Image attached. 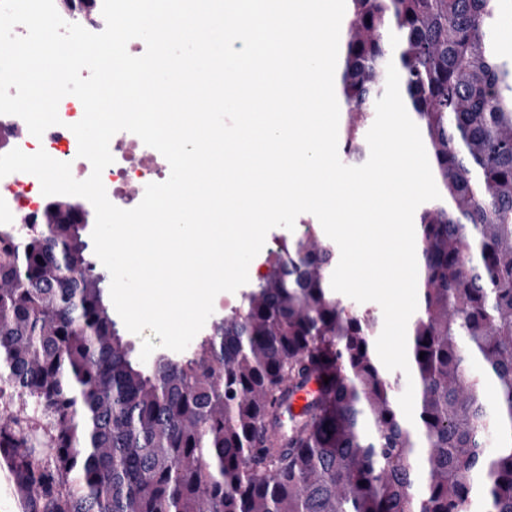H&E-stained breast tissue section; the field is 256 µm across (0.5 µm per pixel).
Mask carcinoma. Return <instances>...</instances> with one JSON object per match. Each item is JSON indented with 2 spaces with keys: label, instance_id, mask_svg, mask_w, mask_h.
<instances>
[{
  "label": "carcinoma",
  "instance_id": "carcinoma-1",
  "mask_svg": "<svg viewBox=\"0 0 512 512\" xmlns=\"http://www.w3.org/2000/svg\"><path fill=\"white\" fill-rule=\"evenodd\" d=\"M501 2L346 0L342 152L363 164L392 62L441 195L414 219L412 423L374 351L379 317L336 296L338 248L314 224L187 352L149 366L112 318L86 225L47 209L0 227V403L16 406L0 448L19 450L41 512H469L479 479L488 512H512V60L488 38ZM315 373L322 397L280 433Z\"/></svg>",
  "mask_w": 512,
  "mask_h": 512
}]
</instances>
